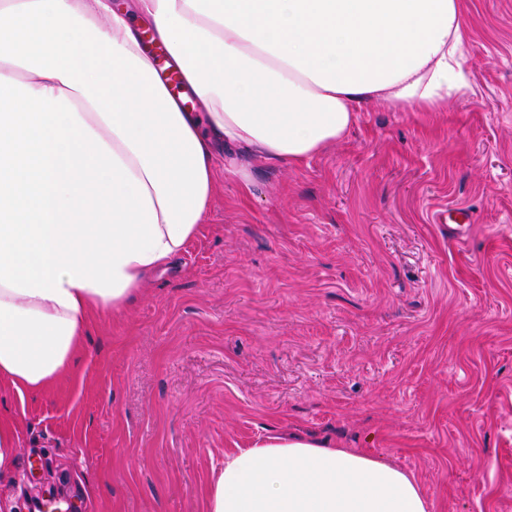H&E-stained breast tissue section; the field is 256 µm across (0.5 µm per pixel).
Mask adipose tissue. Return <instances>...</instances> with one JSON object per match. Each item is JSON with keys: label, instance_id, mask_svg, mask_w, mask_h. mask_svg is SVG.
I'll list each match as a JSON object with an SVG mask.
<instances>
[{"label": "adipose tissue", "instance_id": "ef3b65f1", "mask_svg": "<svg viewBox=\"0 0 512 512\" xmlns=\"http://www.w3.org/2000/svg\"><path fill=\"white\" fill-rule=\"evenodd\" d=\"M151 24L202 100L158 78ZM462 0H0V381L76 375L119 312L200 234L216 144L299 164L384 103L440 112L470 84ZM391 462L300 434L225 455L205 512H430Z\"/></svg>", "mask_w": 512, "mask_h": 512}]
</instances>
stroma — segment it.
I'll use <instances>...</instances> for the list:
<instances>
[{
	"mask_svg": "<svg viewBox=\"0 0 512 512\" xmlns=\"http://www.w3.org/2000/svg\"><path fill=\"white\" fill-rule=\"evenodd\" d=\"M472 86L358 113L303 164L218 168L200 236L93 321L81 382L19 396L0 512H204L225 454L300 433L410 472L433 512H512V0H464ZM470 208L464 245L436 224Z\"/></svg>",
	"mask_w": 512,
	"mask_h": 512,
	"instance_id": "35a3bbf8",
	"label": "stroma"
}]
</instances>
